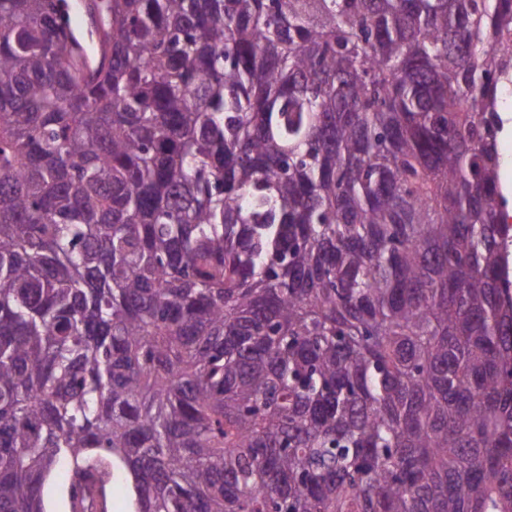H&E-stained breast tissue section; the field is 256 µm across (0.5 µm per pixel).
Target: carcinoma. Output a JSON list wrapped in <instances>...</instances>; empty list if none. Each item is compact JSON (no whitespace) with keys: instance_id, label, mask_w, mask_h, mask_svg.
<instances>
[{"instance_id":"obj_1","label":"carcinoma","mask_w":512,"mask_h":512,"mask_svg":"<svg viewBox=\"0 0 512 512\" xmlns=\"http://www.w3.org/2000/svg\"><path fill=\"white\" fill-rule=\"evenodd\" d=\"M0 0V512H512V0ZM66 485L59 476V469H56L50 477L46 486V505L49 512H70L63 499V488ZM129 487L123 477L114 479L109 487V511L127 512L129 509Z\"/></svg>"}]
</instances>
